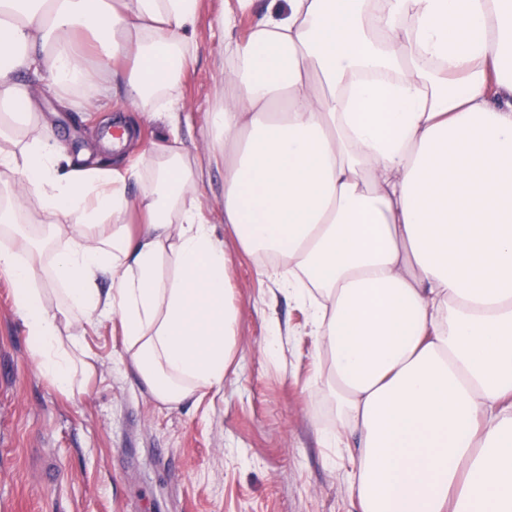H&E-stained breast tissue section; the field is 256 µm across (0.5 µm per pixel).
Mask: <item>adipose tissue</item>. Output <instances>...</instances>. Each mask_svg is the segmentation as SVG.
<instances>
[{
  "instance_id": "ef3b65f1",
  "label": "adipose tissue",
  "mask_w": 512,
  "mask_h": 512,
  "mask_svg": "<svg viewBox=\"0 0 512 512\" xmlns=\"http://www.w3.org/2000/svg\"><path fill=\"white\" fill-rule=\"evenodd\" d=\"M200 4L0 0V182L25 189L0 196V272L63 392L94 371L76 322L112 318L158 401L220 390L239 311L179 139L77 166L16 74L176 130ZM234 28L224 222L307 311L359 512H512V0H270ZM31 200L45 234L20 254Z\"/></svg>"
}]
</instances>
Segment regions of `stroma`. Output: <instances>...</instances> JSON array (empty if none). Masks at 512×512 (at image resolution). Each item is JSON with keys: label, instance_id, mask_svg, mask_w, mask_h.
Instances as JSON below:
<instances>
[{"label": "stroma", "instance_id": "1", "mask_svg": "<svg viewBox=\"0 0 512 512\" xmlns=\"http://www.w3.org/2000/svg\"><path fill=\"white\" fill-rule=\"evenodd\" d=\"M236 0H203L195 55L181 86L179 139L193 157L213 146L210 114L224 100V12ZM34 91L71 154L92 150L106 131L135 119L121 98L60 109L49 81ZM196 197L230 262L239 323L234 362L220 391L176 407L159 403L126 359L116 322L76 331L95 377L64 395L42 376L0 274V512H358L340 464L319 442L330 405L316 375L307 313L257 275L224 222V173L212 170ZM286 336L269 355L270 321Z\"/></svg>", "mask_w": 512, "mask_h": 512}]
</instances>
